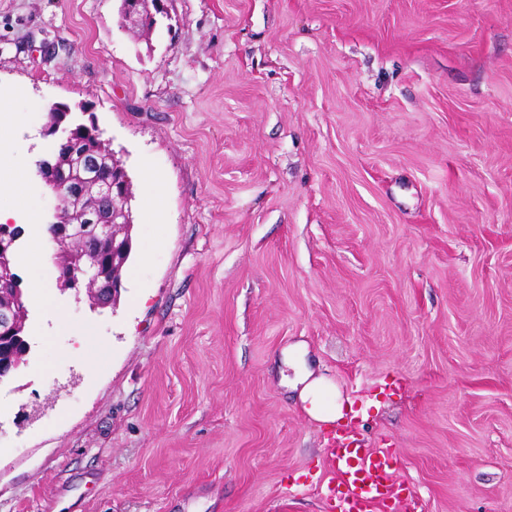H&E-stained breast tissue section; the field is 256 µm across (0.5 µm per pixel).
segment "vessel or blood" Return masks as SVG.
Wrapping results in <instances>:
<instances>
[{"instance_id": "1", "label": "vessel or blood", "mask_w": 512, "mask_h": 512, "mask_svg": "<svg viewBox=\"0 0 512 512\" xmlns=\"http://www.w3.org/2000/svg\"><path fill=\"white\" fill-rule=\"evenodd\" d=\"M327 451L333 471L322 486L327 512H418L416 493L395 479L391 451L368 448L349 425L329 432Z\"/></svg>"}]
</instances>
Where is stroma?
Returning a JSON list of instances; mask_svg holds the SVG:
<instances>
[{
    "mask_svg": "<svg viewBox=\"0 0 512 512\" xmlns=\"http://www.w3.org/2000/svg\"><path fill=\"white\" fill-rule=\"evenodd\" d=\"M164 5L137 37L120 0H0L19 244L58 207L54 103L133 191L116 304L25 302L0 512H322L297 345L421 512H512V0Z\"/></svg>",
    "mask_w": 512,
    "mask_h": 512,
    "instance_id": "35a3bbf8",
    "label": "stroma"
}]
</instances>
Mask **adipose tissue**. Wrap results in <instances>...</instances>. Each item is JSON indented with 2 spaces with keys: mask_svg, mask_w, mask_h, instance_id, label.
<instances>
[{
  "mask_svg": "<svg viewBox=\"0 0 512 512\" xmlns=\"http://www.w3.org/2000/svg\"><path fill=\"white\" fill-rule=\"evenodd\" d=\"M294 370L293 386L298 387V397L304 411L319 422H335L343 419L344 405L335 386L325 377L315 375L304 362L301 348H293L286 360Z\"/></svg>",
  "mask_w": 512,
  "mask_h": 512,
  "instance_id": "adipose-tissue-1",
  "label": "adipose tissue"
}]
</instances>
